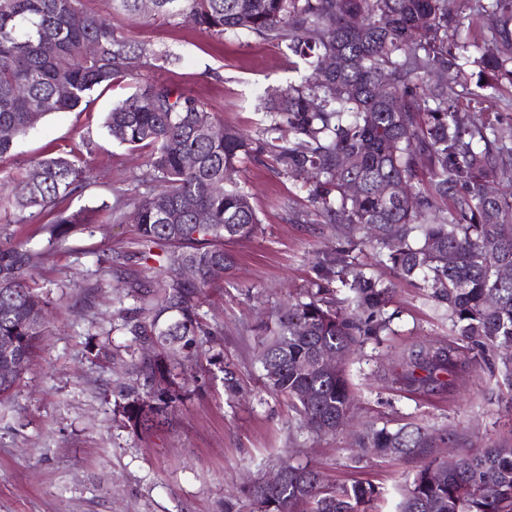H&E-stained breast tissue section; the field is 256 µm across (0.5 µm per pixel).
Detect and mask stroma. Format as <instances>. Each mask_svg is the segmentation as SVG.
<instances>
[{"label":"stroma","instance_id":"stroma-1","mask_svg":"<svg viewBox=\"0 0 512 512\" xmlns=\"http://www.w3.org/2000/svg\"><path fill=\"white\" fill-rule=\"evenodd\" d=\"M112 22L168 55L151 77L180 84L254 137L266 124L256 109L258 98L286 88L304 72L284 49L247 33L218 40L159 20L135 28L121 16ZM127 94V88L116 87L103 92L91 111L48 115L16 155L0 159V180L57 150L81 148L88 136L94 142L85 157L90 180L69 200L70 209L147 194L141 180L147 151L113 143L101 126L103 113ZM238 181L251 196L260 230L228 244L236 265L207 289L203 305L211 333L202 337L187 368L188 382L159 431L134 432L115 411L121 387L132 380V341L112 329L116 281L107 260L127 257L128 273H142L134 258L135 225H93L69 238L39 271L37 281L53 304L40 353L10 396L0 400V512H224L226 499L242 497L286 461L314 467L333 484L371 480L385 491L377 512H395L396 489L415 463L361 453L347 430L317 436L301 429L295 409L261 379L258 352L266 327L288 302L304 298L316 279L315 262L339 245L341 233L332 224L289 223L284 201L305 215L313 205L307 188L283 175L275 161L245 163ZM351 261L390 286L388 310L394 315L392 334L356 346L347 357L353 423L454 429L475 448L512 440V388L501 374L480 370L453 392L430 396L387 386L383 375L405 349L454 343L458 336L427 289L379 264L371 249L354 251ZM81 276L101 283L88 308L65 286ZM224 362L241 385L234 398L224 393Z\"/></svg>","mask_w":512,"mask_h":512}]
</instances>
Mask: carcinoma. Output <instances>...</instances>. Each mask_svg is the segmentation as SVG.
<instances>
[{
  "label": "carcinoma",
  "mask_w": 512,
  "mask_h": 512,
  "mask_svg": "<svg viewBox=\"0 0 512 512\" xmlns=\"http://www.w3.org/2000/svg\"><path fill=\"white\" fill-rule=\"evenodd\" d=\"M82 0H0V158L51 112L86 111L94 93L129 85L131 94L106 113L112 141L149 151L138 198H119L91 210L58 208L81 192L90 170L82 157L61 152L31 164L0 196V397L10 394L44 336L49 293L35 277L68 238L94 224L130 220L138 258L150 274L121 282L112 330L133 338L135 384L124 389L118 412L134 431H158L177 399L184 361L210 335L204 291L228 270L224 242L255 236L260 220L234 175L245 158L273 154L284 174L309 187L319 224L366 230L346 233L344 245L318 261L317 290L288 305L262 341L264 385L288 397L301 427L316 435L342 431L353 391L345 366L318 367L322 354H347L390 330L391 288L355 271L349 253L363 246L445 307L467 346L416 345L401 355L393 387L428 395L498 360L512 379V118L480 107L492 97L512 107V0H156L146 14L139 0H110L134 23L149 17L189 24L213 36L248 32L285 47L309 70L300 82L270 92L257 108L280 136L260 140L232 126L224 138L206 131L218 122L196 95L170 82L147 79L151 53L109 17ZM320 33L312 39L310 34ZM97 46L93 55L88 44ZM336 68L324 72L327 57ZM473 64L489 77L485 93L461 81ZM67 94L60 95V88ZM150 104H145V101ZM53 102L52 110L44 103ZM196 164L188 168L185 156ZM357 181L360 191L349 192ZM406 188L410 198L401 196ZM39 225L43 246L8 230ZM206 215L201 222L198 215ZM454 255L453 264L444 261ZM346 290L348 310L327 299L330 285ZM15 372L5 375L8 366ZM358 447L417 469L400 491L397 512H512V445L455 450L460 435L431 433L407 423L366 426ZM274 486L248 489L249 512H375L383 491L362 480L331 485L313 468L283 467Z\"/></svg>",
  "instance_id": "cac0c4a2"
}]
</instances>
